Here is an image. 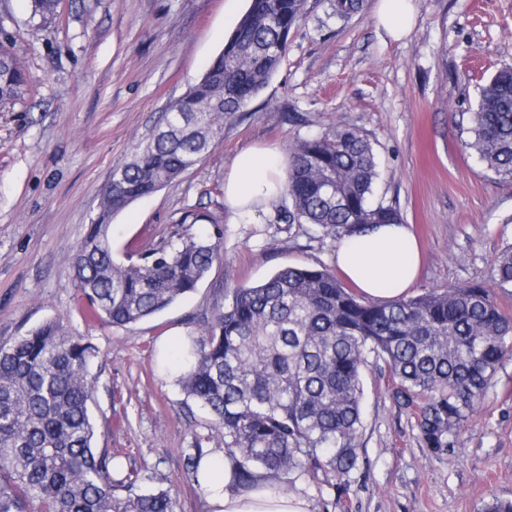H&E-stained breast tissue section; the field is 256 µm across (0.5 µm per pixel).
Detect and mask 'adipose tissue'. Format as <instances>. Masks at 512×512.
Returning <instances> with one entry per match:
<instances>
[{
  "label": "adipose tissue",
  "instance_id": "adipose-tissue-1",
  "mask_svg": "<svg viewBox=\"0 0 512 512\" xmlns=\"http://www.w3.org/2000/svg\"><path fill=\"white\" fill-rule=\"evenodd\" d=\"M416 13L414 0H379L376 22L396 41L407 38ZM288 164L279 148L254 146L224 168V207L232 220L267 212L286 185ZM340 275L364 297L389 301L407 297L418 276L421 253L406 224H373L344 238L335 253ZM200 478L209 512H310L305 497L267 487L239 491L222 454L202 464Z\"/></svg>",
  "mask_w": 512,
  "mask_h": 512
}]
</instances>
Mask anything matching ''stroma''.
Returning a JSON list of instances; mask_svg holds the SVG:
<instances>
[{"label":"stroma","mask_w":512,"mask_h":512,"mask_svg":"<svg viewBox=\"0 0 512 512\" xmlns=\"http://www.w3.org/2000/svg\"><path fill=\"white\" fill-rule=\"evenodd\" d=\"M332 2L305 0L278 70L206 158L113 217L118 261L185 233L224 232L221 260L193 293L116 327L78 291L71 257L113 169L222 51L249 0H60L46 21L31 19L28 0H0V42L14 44L27 76L0 104V343L52 318L93 342L96 446L121 449L144 488L170 490L175 512H208L187 457L224 442L161 358L176 356L190 322L210 318L225 288L287 265H330L337 247L264 215L231 220L224 168L251 146L285 150L332 128L360 131L381 161L379 199L419 241L410 295L479 284L512 314V286L493 277L512 244V184L463 149L458 127L479 85L512 64V0H416L414 30L400 41L377 27L378 0L343 22ZM363 382L360 482L341 497L306 490L311 512H482L492 498L512 500V357L443 456L394 400L387 370L368 366Z\"/></svg>","instance_id":"35a3bbf8"}]
</instances>
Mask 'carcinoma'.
Wrapping results in <instances>:
<instances>
[{"mask_svg": "<svg viewBox=\"0 0 512 512\" xmlns=\"http://www.w3.org/2000/svg\"><path fill=\"white\" fill-rule=\"evenodd\" d=\"M30 2L34 18L57 14L59 0ZM303 7L304 0H252L224 51L113 171L112 191L71 259L78 288L105 322L127 327L161 313L194 292L219 259V242L187 233L118 262L112 216L210 153L214 132L278 69ZM333 8L347 20L362 3L335 0ZM25 81L13 47L0 43V102L18 97ZM462 121L464 148L512 183L511 65L481 86ZM288 152L289 206L277 211L278 223L340 241L401 221L395 206L372 202L379 162L359 131L331 129ZM493 272L512 284V245ZM511 353L512 315L481 285L372 302L324 265H288L258 284L224 289L211 319L188 332L179 380L210 413L238 489L265 483L290 491L305 481L343 495L363 465L364 368H388L395 401L441 456ZM97 356L58 319L0 344V512H175L168 491H144L137 471L120 474L119 454L96 448L89 367Z\"/></svg>", "mask_w": 512, "mask_h": 512, "instance_id": "obj_1", "label": "carcinoma"}]
</instances>
